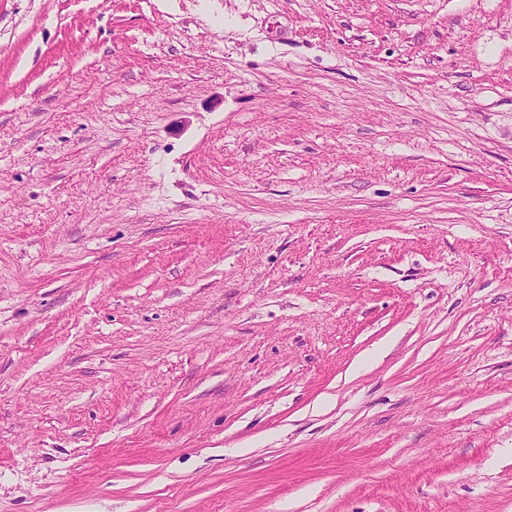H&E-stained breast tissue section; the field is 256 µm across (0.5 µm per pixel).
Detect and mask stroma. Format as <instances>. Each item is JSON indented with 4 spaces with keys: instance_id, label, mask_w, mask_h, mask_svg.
I'll list each match as a JSON object with an SVG mask.
<instances>
[{
    "instance_id": "stroma-1",
    "label": "stroma",
    "mask_w": 512,
    "mask_h": 512,
    "mask_svg": "<svg viewBox=\"0 0 512 512\" xmlns=\"http://www.w3.org/2000/svg\"><path fill=\"white\" fill-rule=\"evenodd\" d=\"M0 512H512V0H0Z\"/></svg>"
}]
</instances>
